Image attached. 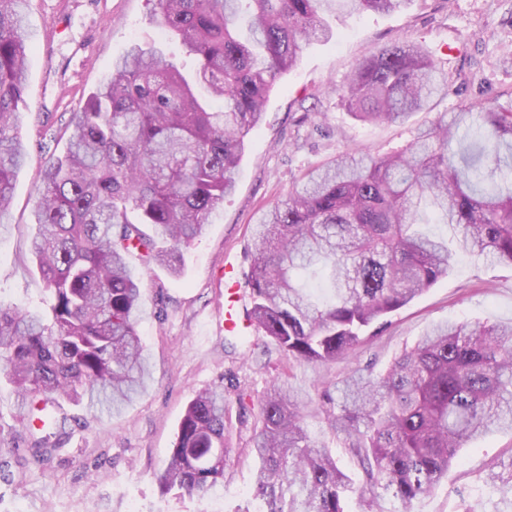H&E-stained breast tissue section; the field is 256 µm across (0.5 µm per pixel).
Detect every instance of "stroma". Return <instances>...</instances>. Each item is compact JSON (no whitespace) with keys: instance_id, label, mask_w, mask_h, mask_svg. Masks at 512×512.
Returning a JSON list of instances; mask_svg holds the SVG:
<instances>
[{"instance_id":"obj_1","label":"stroma","mask_w":512,"mask_h":512,"mask_svg":"<svg viewBox=\"0 0 512 512\" xmlns=\"http://www.w3.org/2000/svg\"><path fill=\"white\" fill-rule=\"evenodd\" d=\"M27 90L20 135L28 145L10 210L0 228V300L34 308L44 283L29 255L32 193L42 170L63 154L61 139L44 142L43 119L59 122L81 111L112 74V63L135 42L167 52L179 44L152 19L151 0H28ZM332 40L306 45L298 65L277 82L260 127L247 141L237 185L202 236L182 255L174 276L160 266L140 267L144 304L138 318L152 378L120 411L99 405L66 406L62 449L51 466L31 462L0 472V512H200L201 496L162 495L156 477L169 459L190 400L208 388L224 391V420L233 453L217 492L226 512L245 504L254 483L250 448L262 397L282 384L299 396L310 437L327 445L354 483L361 469L328 429L323 391L366 367L385 369L415 346L433 325L448 320L512 322V266L454 252L447 277L393 312L377 337L350 357L323 364L295 363L262 330L224 331V262L247 272L244 249L252 226L281 200L308 168L346 146L386 152L411 143L419 130L450 122L477 105H512V0H410L389 14L333 17ZM420 45L448 77V93L430 111L402 124L357 121L332 87L343 84L356 61L386 44ZM22 398L0 382V455L22 444ZM512 461V432H493L460 449L432 492L410 508L391 497L382 512H512V483L492 487L491 465Z\"/></svg>"}]
</instances>
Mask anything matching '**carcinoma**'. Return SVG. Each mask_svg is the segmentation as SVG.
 Returning a JSON list of instances; mask_svg holds the SVG:
<instances>
[{
    "mask_svg": "<svg viewBox=\"0 0 512 512\" xmlns=\"http://www.w3.org/2000/svg\"><path fill=\"white\" fill-rule=\"evenodd\" d=\"M0 0V221L26 158L19 134L27 73L22 4ZM407 0H152L182 56L132 45L72 113L66 151L42 172L31 254L47 310L0 300V374L22 396L32 462L61 449V402L118 410L145 388L136 329L137 258L180 273L181 250L224 206L248 135L303 45L328 39L323 14L390 13ZM193 79L185 74L186 61ZM358 120L402 123L448 93L435 61L410 43L357 62L336 90ZM512 107L470 106L391 154L346 151L305 171L255 224L246 315L296 362L346 358L373 324L448 276V239L423 231L431 210L459 249L512 265ZM153 227L145 234L139 225ZM324 392L325 420L367 483L408 507L465 445L512 430V324L447 322L387 370ZM250 502L263 512H348L351 478L301 425L275 385L260 403ZM213 448L224 449L217 459ZM224 394L188 404L161 492L204 494L230 457Z\"/></svg>",
    "mask_w": 512,
    "mask_h": 512,
    "instance_id": "1",
    "label": "carcinoma"
}]
</instances>
